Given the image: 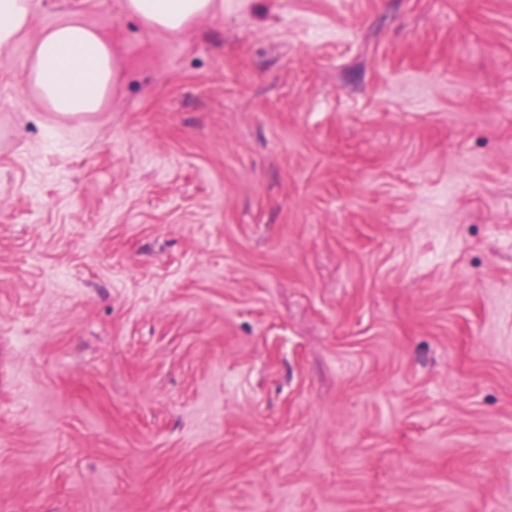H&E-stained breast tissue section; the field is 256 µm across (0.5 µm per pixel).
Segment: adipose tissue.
Listing matches in <instances>:
<instances>
[{"mask_svg": "<svg viewBox=\"0 0 512 512\" xmlns=\"http://www.w3.org/2000/svg\"><path fill=\"white\" fill-rule=\"evenodd\" d=\"M128 13L144 26L171 36L210 16L216 0H123ZM32 0H0V51L13 46L31 25ZM116 59L93 28L67 19L44 30L34 41L24 82L29 93L62 117L99 111L109 98Z\"/></svg>", "mask_w": 512, "mask_h": 512, "instance_id": "adipose-tissue-1", "label": "adipose tissue"}]
</instances>
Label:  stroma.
<instances>
[{"instance_id": "1", "label": "stroma", "mask_w": 512, "mask_h": 512, "mask_svg": "<svg viewBox=\"0 0 512 512\" xmlns=\"http://www.w3.org/2000/svg\"><path fill=\"white\" fill-rule=\"evenodd\" d=\"M222 2L0 54V512H512V0ZM115 71V55L100 34L77 19H67L36 38L24 82L51 112L79 117L104 106Z\"/></svg>"}]
</instances>
